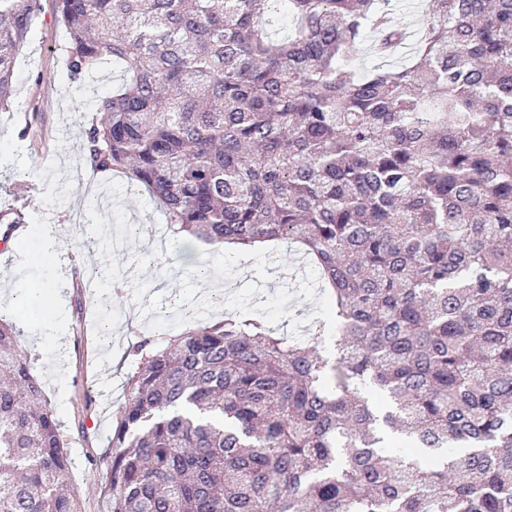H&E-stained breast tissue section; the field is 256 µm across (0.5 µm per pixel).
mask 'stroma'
<instances>
[{"label":"stroma","instance_id":"stroma-1","mask_svg":"<svg viewBox=\"0 0 512 512\" xmlns=\"http://www.w3.org/2000/svg\"><path fill=\"white\" fill-rule=\"evenodd\" d=\"M69 32L54 18L53 0H37L15 67L9 109L0 111V210H21L26 234L12 242L24 262L0 253V314L10 318L38 359L35 375L61 422L71 482L82 512H107L106 468L91 458L108 450L112 414L124 400V380L134 370L130 348L140 337L159 345L190 325L223 320L239 309L255 312L277 334L301 337L313 318L329 317V302L311 262L297 244L268 242L262 254H224L203 241L195 250L221 272L224 301L211 303L168 231L164 209L143 188L92 173L83 160V131L92 101L118 87L121 69L88 85L72 82L64 60ZM61 229V245L46 248L44 226ZM163 232L155 263L135 259L147 248L148 227ZM109 266L123 294L98 289L81 295L72 273L96 263ZM21 288H41L53 306L52 321L63 352L41 338V309L13 307ZM86 432H79L78 422Z\"/></svg>","mask_w":512,"mask_h":512}]
</instances>
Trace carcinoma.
I'll list each match as a JSON object with an SVG mask.
<instances>
[{
	"mask_svg": "<svg viewBox=\"0 0 512 512\" xmlns=\"http://www.w3.org/2000/svg\"><path fill=\"white\" fill-rule=\"evenodd\" d=\"M382 2L54 0L73 81L124 66L92 172L176 234L300 243L336 304L140 339L108 512H512V0H419L412 43ZM35 4L0 0V110ZM368 40L401 61L358 73ZM60 430L0 317V512H81Z\"/></svg>",
	"mask_w": 512,
	"mask_h": 512,
	"instance_id": "cac0c4a2",
	"label": "carcinoma"
}]
</instances>
